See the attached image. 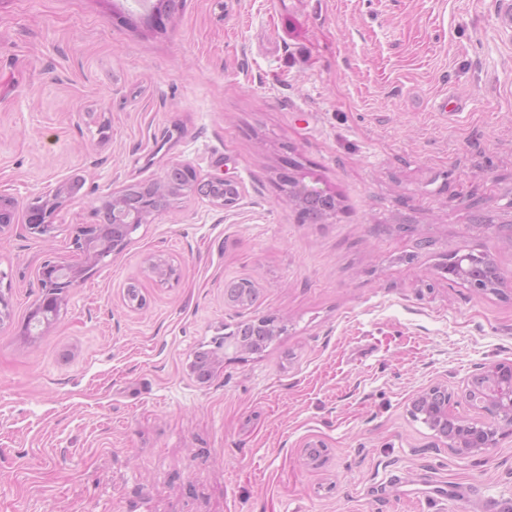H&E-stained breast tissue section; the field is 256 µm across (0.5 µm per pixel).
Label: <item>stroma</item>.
<instances>
[{"instance_id": "stroma-1", "label": "stroma", "mask_w": 512, "mask_h": 512, "mask_svg": "<svg viewBox=\"0 0 512 512\" xmlns=\"http://www.w3.org/2000/svg\"><path fill=\"white\" fill-rule=\"evenodd\" d=\"M0 0V192L81 178L44 236L0 233V512H504L512 435L459 458L409 406L512 362V24L498 0ZM456 115L441 112L447 98ZM336 195L303 221L278 176ZM237 182L222 210L171 199L22 326L45 263L170 162ZM488 254L499 292L449 281ZM159 255L178 281L145 271ZM259 288L247 309L224 283ZM138 283L143 309L125 306ZM284 331L196 351L243 322ZM322 441L307 464L303 447ZM273 327L275 330L277 327L274 325V321L271 319H265V318H258L251 320L250 322H247L243 326H241L237 332L240 330L244 331L245 336H235L237 333H233L234 336H231L233 339L243 337V339L248 340L252 342L253 345V353L261 352L263 351L267 345L273 340V338L276 335L273 336H264L259 335L260 333L266 332L270 330V328ZM257 334V335H255ZM260 338V339H259Z\"/></svg>"}]
</instances>
